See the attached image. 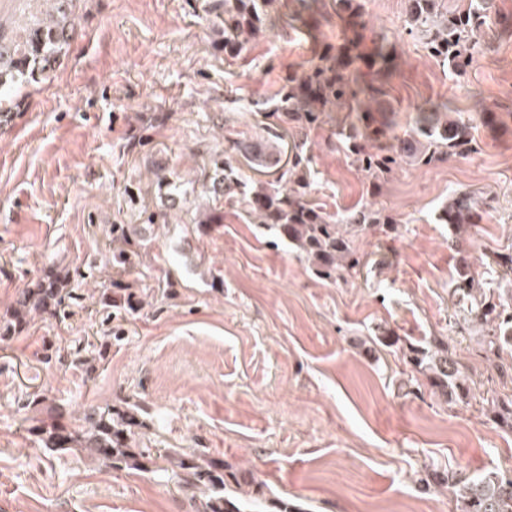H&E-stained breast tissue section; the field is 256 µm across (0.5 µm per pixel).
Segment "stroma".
<instances>
[{
    "mask_svg": "<svg viewBox=\"0 0 512 512\" xmlns=\"http://www.w3.org/2000/svg\"><path fill=\"white\" fill-rule=\"evenodd\" d=\"M44 0H0V33L20 35ZM368 30L386 35L399 67L385 97L402 135L420 110L446 103L474 127L475 150L444 162H404L380 195L336 138L357 113H326L308 137L310 198L345 215L361 204L389 214L395 232L362 239L365 265L347 280L320 277L294 245L233 211L198 231L202 193L171 202L154 173L200 178L229 140L266 136L251 102L273 99L288 73L323 43H339L336 0H278L265 36L224 55L220 0H82L78 38L55 79L24 91L0 120V325L19 293L46 277L72 300L0 345V512H197L199 494L171 474L115 470L35 441L48 394L63 423L104 405L143 407L142 440L206 449L270 494L244 512H458L428 471L480 477L512 471V427L490 411L512 400V350L486 356L452 289L454 232L435 221L450 192L485 206L468 233L484 287L512 295L493 263L512 253V36L497 35L461 77L406 31L403 0H363ZM498 122L472 111L474 98ZM148 255L113 265L112 227ZM130 291L132 313L108 309ZM396 345L374 343L378 328ZM448 344L471 380L466 401L435 395L411 347ZM107 353L93 372L80 357Z\"/></svg>",
    "mask_w": 512,
    "mask_h": 512,
    "instance_id": "35a3bbf8",
    "label": "stroma"
}]
</instances>
